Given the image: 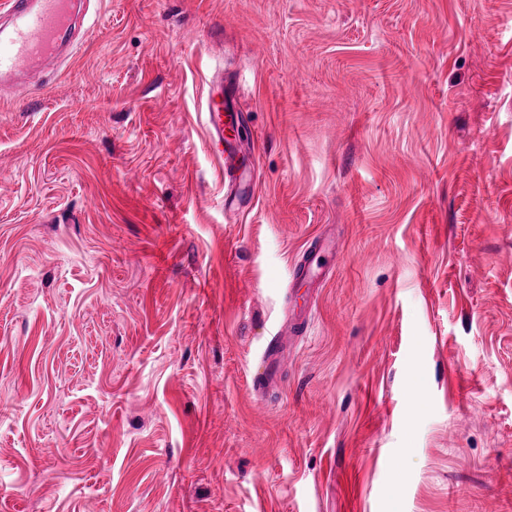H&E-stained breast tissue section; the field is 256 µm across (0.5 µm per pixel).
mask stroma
Returning <instances> with one entry per match:
<instances>
[{"label":"stroma","instance_id":"1","mask_svg":"<svg viewBox=\"0 0 512 512\" xmlns=\"http://www.w3.org/2000/svg\"><path fill=\"white\" fill-rule=\"evenodd\" d=\"M79 29L0 92V512H512V0H85ZM232 111L226 114L224 121V90L216 93L206 100V130L207 142L212 153L218 161L224 160V178L232 179L234 176L236 154L235 131L241 124L245 112L231 105ZM287 348L288 341L285 337H277L272 340L270 354L265 361L264 371L261 376L253 379V388L259 394L277 382L281 357Z\"/></svg>","mask_w":512,"mask_h":512}]
</instances>
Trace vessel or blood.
Here are the masks:
<instances>
[{
  "instance_id": "1",
  "label": "vessel or blood",
  "mask_w": 512,
  "mask_h": 512,
  "mask_svg": "<svg viewBox=\"0 0 512 512\" xmlns=\"http://www.w3.org/2000/svg\"><path fill=\"white\" fill-rule=\"evenodd\" d=\"M74 0H6L0 8V88L16 85L26 65L55 59L73 37ZM240 110L225 112L223 94L206 101L207 142L224 163L225 178H233L235 131L242 121ZM288 347L286 338L271 342L261 376L254 378L256 392H264L279 376L280 361Z\"/></svg>"
}]
</instances>
